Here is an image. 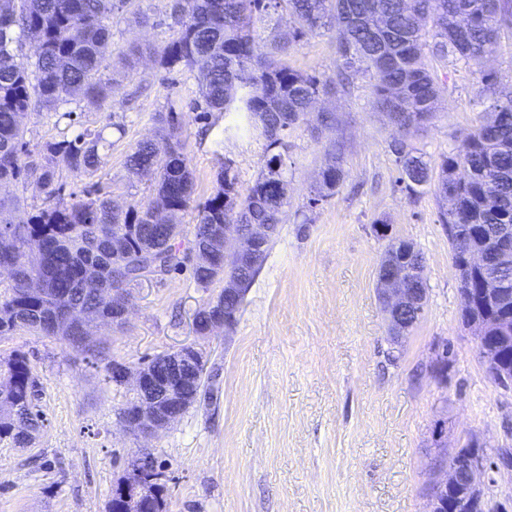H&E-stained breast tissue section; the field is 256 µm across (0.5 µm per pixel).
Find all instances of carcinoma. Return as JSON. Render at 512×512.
<instances>
[{"instance_id":"1","label":"carcinoma","mask_w":512,"mask_h":512,"mask_svg":"<svg viewBox=\"0 0 512 512\" xmlns=\"http://www.w3.org/2000/svg\"><path fill=\"white\" fill-rule=\"evenodd\" d=\"M128 0H0V186L35 185L45 206L27 221L0 229V266L13 267L0 294V338L29 333L60 337L91 349L82 322H112V294L136 286L139 271L159 267L170 274L182 264L180 217L194 195V173L180 138L181 114L171 105L152 117L155 135L126 157L127 170L155 178L148 201L120 206L112 192L93 183L79 197L65 193L64 167L76 177L94 175L112 142L104 129H87L69 139L48 141L32 155L21 117L28 111H61L68 99L104 101L115 80L106 73L111 55L112 14ZM280 11L288 30L268 51H258L256 24ZM175 36L163 45L134 44L119 56L132 69L144 56L171 72L197 74V94L209 112H242L248 132L263 143L264 165L244 194L231 164L218 173L219 187L198 205L192 245L201 246L214 224H281L288 206V177L280 149L288 130L302 122L311 103L336 89L332 80L301 72L288 63L291 49L309 35L330 34L340 75L369 78L374 106L405 134L423 127L438 111V93L428 58L448 56L465 66L490 56L505 34L512 35V0H170ZM39 39L35 59L18 61V47ZM491 117L466 135L440 165L436 190L448 203L442 223L466 225L457 245L496 252L499 232L512 228V91L493 99ZM401 180L412 192L431 182L421 155L398 142ZM320 173L310 203L332 196L343 182L342 146ZM38 242V254L27 252ZM261 266L233 267L230 276L252 285ZM224 263L193 268L200 288L211 287ZM473 309L512 317L506 304L483 300L479 275L471 274ZM230 311L244 298L220 292L195 314L204 331L214 303ZM0 440L19 447L44 426L36 401L39 381L27 355L15 351L0 361Z\"/></svg>"}]
</instances>
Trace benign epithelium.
Returning <instances> with one entry per match:
<instances>
[{
  "mask_svg": "<svg viewBox=\"0 0 512 512\" xmlns=\"http://www.w3.org/2000/svg\"><path fill=\"white\" fill-rule=\"evenodd\" d=\"M277 224H226L224 235L213 238L205 250L198 252L194 261L210 264L220 258L224 259V270L233 265L256 266L262 260V249L266 242L278 232ZM389 254L397 255L398 259L384 263V273L378 276L377 291L387 314L390 329L395 338L399 339L409 328L398 322L399 314L414 308L422 313L426 308L428 290L408 287L406 279L394 272L397 264L407 263L412 258L410 242L398 239L390 243ZM462 266L469 271L485 269L484 253L468 247L462 249ZM483 294L490 300L504 298L505 286L494 275H485L482 280ZM236 319L223 313L219 308L213 309L209 316L205 334L209 335L218 329H233ZM470 327L473 328L478 349L484 359L490 377L501 386L512 384V375L505 371L498 362L497 347L487 344V335L498 333L503 340H510L508 333L512 325L507 322L486 319L474 315ZM170 354L175 362L182 366L199 364L203 371L196 375L193 371L184 372L179 369L165 378L153 375L149 365L145 364L134 370L123 363H115V375L120 385L132 383L134 396L126 405L122 422L124 427L137 435H152L167 427L189 408L201 401L184 392V388L198 379H206V352L201 345L192 343L182 345ZM489 457L487 453L476 454L466 458H453L445 465L444 476L433 486V512H448V502L440 501L439 494L450 487L464 484L476 495L482 493L481 475L487 471ZM162 476L147 470L136 479L128 480L120 477L112 493H122L120 512H145L147 503L158 497Z\"/></svg>",
  "mask_w": 512,
  "mask_h": 512,
  "instance_id": "benign-epithelium-1",
  "label": "benign epithelium"
}]
</instances>
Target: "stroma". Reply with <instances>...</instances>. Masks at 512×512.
Here are the masks:
<instances>
[{"label": "stroma", "instance_id": "35a3bbf8", "mask_svg": "<svg viewBox=\"0 0 512 512\" xmlns=\"http://www.w3.org/2000/svg\"><path fill=\"white\" fill-rule=\"evenodd\" d=\"M137 7L151 25L113 18V51L173 38L169 0H138ZM288 61L303 72L336 76L328 35L304 40ZM429 67L441 110L411 135L399 136L376 110L364 78L319 98L318 110L338 119L330 137L316 136V112L289 130L282 230L229 332L195 333L194 314L215 291L196 286L189 257L179 271L133 287L124 332L92 326L91 351L31 334L0 340V359L27 354L45 417L32 446L0 441V512H107L113 486L143 452L160 467L167 512H428L445 454L473 436L492 449L512 448V387L492 381L461 320L442 203L430 187L406 189L392 148L405 139L435 166L456 151L489 116L491 94L479 70L495 72L500 89L512 88V38H502L483 64L447 58ZM195 90V72L168 73L144 60L113 98L69 102L74 124L53 112L27 113L26 139L35 152L87 128L124 125L125 136L113 139L95 178L66 172L62 179L75 193L99 181L119 202L135 205L150 198L152 186L129 175L126 156L152 136L153 114L173 104L185 115L195 203L215 191L227 161L246 192L263 165L262 145L225 135V127L240 123L237 113L197 120ZM332 139L343 145L347 175L334 196L313 207L309 199ZM379 223L387 236L377 235ZM393 238L421 250L428 288L422 318L397 347L376 291ZM195 342L207 352L210 399L152 437L127 432L121 414L133 390L112 382L107 366L135 368Z\"/></svg>", "mask_w": 512, "mask_h": 512}]
</instances>
